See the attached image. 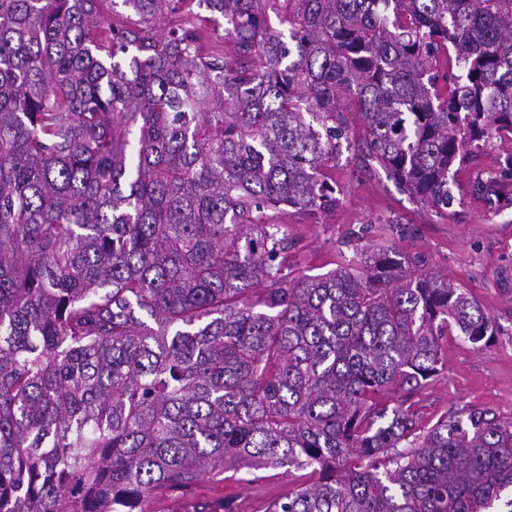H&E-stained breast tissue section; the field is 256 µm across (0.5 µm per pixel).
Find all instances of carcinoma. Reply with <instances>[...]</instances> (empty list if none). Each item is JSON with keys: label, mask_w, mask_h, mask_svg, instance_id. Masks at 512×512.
<instances>
[{"label": "carcinoma", "mask_w": 512, "mask_h": 512, "mask_svg": "<svg viewBox=\"0 0 512 512\" xmlns=\"http://www.w3.org/2000/svg\"><path fill=\"white\" fill-rule=\"evenodd\" d=\"M349 97L365 157L448 207L456 160L512 134V0H0V512L269 468L317 479L267 512L512 488V421L383 401L491 316L395 250L301 275L274 219L336 208Z\"/></svg>", "instance_id": "cac0c4a2"}]
</instances>
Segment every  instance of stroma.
I'll list each match as a JSON object with an SVG mask.
<instances>
[{
    "label": "stroma",
    "mask_w": 512,
    "mask_h": 512,
    "mask_svg": "<svg viewBox=\"0 0 512 512\" xmlns=\"http://www.w3.org/2000/svg\"><path fill=\"white\" fill-rule=\"evenodd\" d=\"M352 147L330 171L339 190L335 210L311 224L297 212L284 215L299 242L296 268L320 275L356 256V245L395 248L418 257L426 269L466 288L493 316L497 333L483 348L444 337L445 368L411 399L422 428H431L449 411L489 408L512 420V197L483 191L482 183L503 178L512 167V139L495 138L468 159L455 163L452 205L438 209L414 201L380 167L358 161L363 128L350 120ZM305 470L265 469L257 483L200 479L194 492L153 503L154 512H211L234 497L239 512H266L270 502L298 489Z\"/></svg>",
    "instance_id": "35a3bbf8"
}]
</instances>
